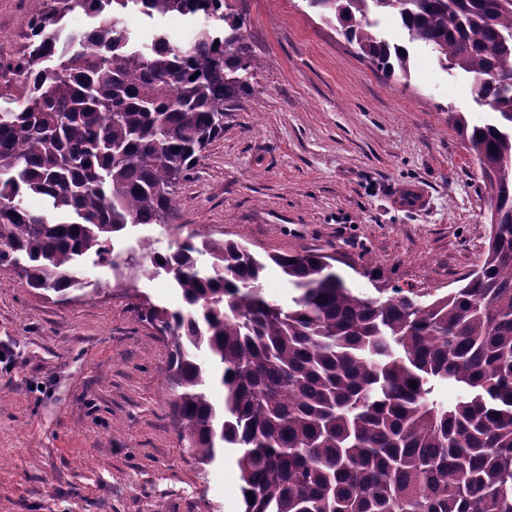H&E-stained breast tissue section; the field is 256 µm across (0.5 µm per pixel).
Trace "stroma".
I'll use <instances>...</instances> for the list:
<instances>
[{
  "label": "stroma",
  "mask_w": 512,
  "mask_h": 512,
  "mask_svg": "<svg viewBox=\"0 0 512 512\" xmlns=\"http://www.w3.org/2000/svg\"><path fill=\"white\" fill-rule=\"evenodd\" d=\"M246 18L250 88L175 194L169 224L130 228L158 251L203 230L259 257L322 250L364 292L442 293L476 268L486 192L448 122L487 117L469 82L412 50L387 80L306 0H229ZM38 0H0V77ZM137 39L189 41L179 15L127 14ZM420 182L428 209H394L395 184ZM98 288L59 302L0 273V512H243L233 449L202 465L179 439L166 386L172 339L139 322L130 294L93 267Z\"/></svg>",
  "instance_id": "1"
}]
</instances>
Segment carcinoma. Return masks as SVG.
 Returning a JSON list of instances; mask_svg holds the SVG:
<instances>
[{"label":"carcinoma","mask_w":512,"mask_h":512,"mask_svg":"<svg viewBox=\"0 0 512 512\" xmlns=\"http://www.w3.org/2000/svg\"><path fill=\"white\" fill-rule=\"evenodd\" d=\"M308 5L391 80L408 78L410 51L374 18L395 17L491 111L480 125L450 112L488 228L457 287L374 297L309 251L268 256L291 290L280 302L264 295L266 263L234 240L198 230L164 252L115 250L128 227L171 220L174 188L248 90L254 50L228 0H43L29 16L16 79L0 84V272L19 267L64 300L89 254L119 280L167 275L184 306L131 288L134 312L174 340L171 406L189 452L208 464L237 449L244 512H512V0ZM77 7L91 24L69 35ZM132 11L205 24L187 44L157 33L139 48L122 21ZM442 383L462 388L456 401L439 399Z\"/></svg>","instance_id":"obj_1"}]
</instances>
